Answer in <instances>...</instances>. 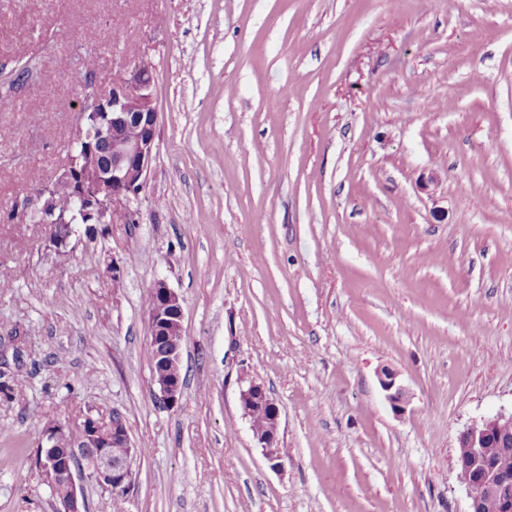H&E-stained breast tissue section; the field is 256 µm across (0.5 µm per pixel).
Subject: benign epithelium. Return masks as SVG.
Listing matches in <instances>:
<instances>
[{
    "label": "benign epithelium",
    "instance_id": "1",
    "mask_svg": "<svg viewBox=\"0 0 512 512\" xmlns=\"http://www.w3.org/2000/svg\"><path fill=\"white\" fill-rule=\"evenodd\" d=\"M154 75L145 66H138L128 81L112 84V98L96 95L89 108L102 107L105 112L94 115L90 125L80 115V154L65 165L61 178L72 182L74 217L82 224H110L113 218L127 210L131 197L147 183L151 163L157 148L158 112L153 93ZM136 130V135L129 134ZM46 218V223L57 224L52 194L41 186L25 202ZM152 293L160 299L159 305L149 310V337L155 346L153 370L157 397L169 406L176 404L182 394L181 350L183 308L181 299L164 280L156 281ZM381 389L393 411L404 412L410 393L399 381L398 372L382 366L377 370ZM240 405L244 417L253 419L264 411L269 416L265 432L254 434L272 465H279V409L269 397L264 385L247 380L240 389ZM512 428V412L499 413L474 423L458 435L462 453L457 459V471H465L468 478L459 479L469 498L468 512H482L487 500L495 502L498 512H512V477L506 475L500 463L488 453L489 448H505L512 444L507 428ZM67 438L61 427L44 430L38 465L51 490L59 484L68 486V494L57 499V512H83L78 495L75 466L69 460L77 448H59L57 442ZM81 447L93 453L91 475L96 481L120 494L131 487L134 477L133 462L137 449L131 443L123 417L112 413V424L107 425L91 417L83 425ZM111 448H124L122 457H114Z\"/></svg>",
    "mask_w": 512,
    "mask_h": 512
}]
</instances>
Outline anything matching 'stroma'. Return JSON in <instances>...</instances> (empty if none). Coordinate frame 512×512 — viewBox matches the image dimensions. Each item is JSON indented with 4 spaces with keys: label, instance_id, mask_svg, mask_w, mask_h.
I'll list each match as a JSON object with an SVG mask.
<instances>
[{
    "label": "stroma",
    "instance_id": "35a3bbf8",
    "mask_svg": "<svg viewBox=\"0 0 512 512\" xmlns=\"http://www.w3.org/2000/svg\"><path fill=\"white\" fill-rule=\"evenodd\" d=\"M87 55L100 88L151 65L157 149L129 220L59 250L21 203L76 139L56 85ZM1 94L0 363L23 391H0V512H56L44 426L115 412L133 485L79 463L84 512H468L458 435L512 409V0H0ZM244 376L279 408V466ZM152 293L160 299L159 305L148 312L149 337L155 346L153 371L157 397L164 405L176 404L182 394L181 350L183 308L181 299L165 280H157ZM398 377V372L389 366H382L377 371L378 382L385 392L387 401L396 414H401L404 412L411 396L406 387L400 383ZM243 382L245 384L241 386L239 396L243 415L250 420L254 438L263 449L268 461L272 466H278L280 456L279 448L276 447L279 436V409L269 397L264 385L252 379L243 380ZM260 411L266 412L269 416V425L264 433H256L253 429V422L256 429L267 426L266 414L261 413L255 416Z\"/></svg>",
    "mask_w": 512,
    "mask_h": 512
}]
</instances>
